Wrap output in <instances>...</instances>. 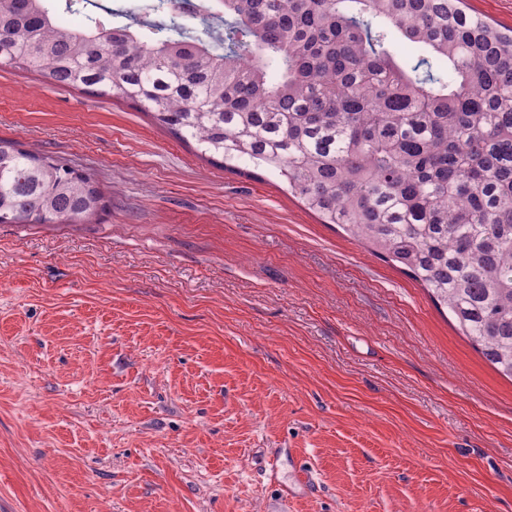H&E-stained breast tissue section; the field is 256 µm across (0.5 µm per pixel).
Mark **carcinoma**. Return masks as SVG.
<instances>
[{"instance_id": "cac0c4a2", "label": "carcinoma", "mask_w": 512, "mask_h": 512, "mask_svg": "<svg viewBox=\"0 0 512 512\" xmlns=\"http://www.w3.org/2000/svg\"><path fill=\"white\" fill-rule=\"evenodd\" d=\"M462 0H210L172 39L82 30L76 0H0V66L130 101L233 171L274 172L400 267L512 378V33ZM103 194L0 140V224H71Z\"/></svg>"}]
</instances>
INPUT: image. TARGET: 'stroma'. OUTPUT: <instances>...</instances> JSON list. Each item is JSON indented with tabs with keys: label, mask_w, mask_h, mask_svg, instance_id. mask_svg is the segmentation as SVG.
Returning <instances> with one entry per match:
<instances>
[{
	"label": "stroma",
	"mask_w": 512,
	"mask_h": 512,
	"mask_svg": "<svg viewBox=\"0 0 512 512\" xmlns=\"http://www.w3.org/2000/svg\"><path fill=\"white\" fill-rule=\"evenodd\" d=\"M0 139L103 193L0 224V512H512V379L276 175L11 66Z\"/></svg>",
	"instance_id": "obj_1"
}]
</instances>
